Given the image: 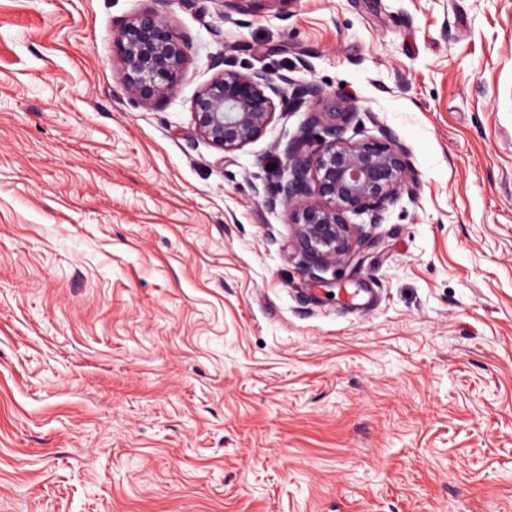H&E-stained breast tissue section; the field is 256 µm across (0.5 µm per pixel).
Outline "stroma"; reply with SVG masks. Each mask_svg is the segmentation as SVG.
Listing matches in <instances>:
<instances>
[{
	"mask_svg": "<svg viewBox=\"0 0 512 512\" xmlns=\"http://www.w3.org/2000/svg\"><path fill=\"white\" fill-rule=\"evenodd\" d=\"M157 7L190 64L149 104L112 37ZM229 13L0 0V512H512V0ZM221 66L274 74L231 154ZM313 112L414 173L343 294L265 205ZM273 81L265 70L218 71L192 99L196 133L224 153L241 150L259 138L276 110L266 94Z\"/></svg>",
	"mask_w": 512,
	"mask_h": 512,
	"instance_id": "obj_1",
	"label": "stroma"
}]
</instances>
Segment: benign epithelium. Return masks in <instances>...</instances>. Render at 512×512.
Listing matches in <instances>:
<instances>
[{
    "instance_id": "benign-epithelium-1",
    "label": "benign epithelium",
    "mask_w": 512,
    "mask_h": 512,
    "mask_svg": "<svg viewBox=\"0 0 512 512\" xmlns=\"http://www.w3.org/2000/svg\"><path fill=\"white\" fill-rule=\"evenodd\" d=\"M116 68L124 92L141 101L173 96L186 77L188 46L166 15L146 10L115 32ZM265 70H220L196 92V133L224 153L244 148L266 130L275 104ZM341 112H313L285 146L288 179L267 198L288 211L295 250L312 268L344 265L370 244L364 230L380 224L412 180L408 153L392 135L354 142ZM361 219L349 221L348 215Z\"/></svg>"
}]
</instances>
